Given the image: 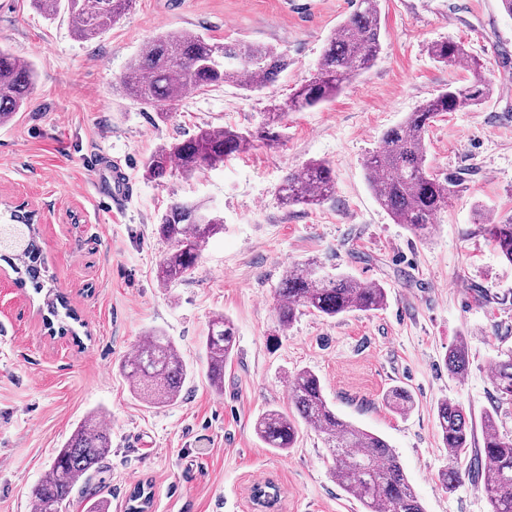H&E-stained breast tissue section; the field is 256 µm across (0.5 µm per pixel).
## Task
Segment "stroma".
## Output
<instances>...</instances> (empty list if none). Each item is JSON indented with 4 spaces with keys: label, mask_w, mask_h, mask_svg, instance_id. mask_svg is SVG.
<instances>
[{
    "label": "stroma",
    "mask_w": 512,
    "mask_h": 512,
    "mask_svg": "<svg viewBox=\"0 0 512 512\" xmlns=\"http://www.w3.org/2000/svg\"><path fill=\"white\" fill-rule=\"evenodd\" d=\"M376 63L336 98L281 123L278 145L257 144L191 179L151 178L146 158L198 128L257 131L270 104L315 72L355 0H132L107 30L78 39L67 14L48 18L30 0H0V47L34 64L35 88L0 126V221L30 213L49 287L78 315L74 334L49 335L42 297L0 259V512H32L31 490L73 429L89 415L112 429L104 461L109 512H126L134 487L150 485V512H261L256 485L275 482L272 512H364L338 486L322 435L301 426L293 448L257 438L266 410L288 406V384L314 371L342 419L382 436L425 512H489L471 482L446 490L448 463L436 405L460 403L481 431L493 412L512 434V402L497 403L491 364L512 349V263L490 244L487 222L512 215V16L500 0H379ZM189 29L219 42L273 44L290 65L259 91L227 84L185 93L168 120L119 82L155 36ZM464 42L492 86L481 106L439 115L426 132L427 162L459 184L420 240L374 198L364 160L383 134L448 86L464 65L436 62L429 45ZM126 164L136 192L122 211L99 203L89 155ZM323 160L336 192L318 206H283L284 176ZM203 203L224 221L182 281L160 286L168 251L155 226L173 199ZM313 267L383 284L382 310L336 318L301 310L281 328L276 294L284 271ZM237 329L224 389L207 377L202 340L215 315ZM178 347L188 376L163 407L134 394L120 364L150 333ZM468 341V368L451 376L449 347ZM407 390L405 413L385 401Z\"/></svg>",
    "instance_id": "1"
}]
</instances>
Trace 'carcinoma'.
Segmentation results:
<instances>
[{
  "mask_svg": "<svg viewBox=\"0 0 512 512\" xmlns=\"http://www.w3.org/2000/svg\"><path fill=\"white\" fill-rule=\"evenodd\" d=\"M130 0H32L43 13L54 16L65 11L80 39H91L109 28L125 11ZM381 14L378 0H356V9L340 24L323 50L316 73L283 104L271 105L273 114L302 111L331 100L343 84L370 69L381 48ZM433 59L446 65L466 64L473 80L465 87H450L428 99L382 137V147L364 161L372 194L393 221L405 225L420 239L428 238L436 216L448 206L455 181L440 179L427 167L425 133L435 117L482 104L491 86L481 77L482 65L463 44L441 40L429 46ZM288 57L273 45L228 44L198 33L180 30L154 37L147 48L133 58L122 77L126 91L136 100L169 117L172 102L184 87L204 90L224 84L261 90L288 69ZM35 84V68L21 63L0 49V124H7L27 103ZM257 136L231 127L200 128L186 138L163 144L148 158L147 173L160 178L171 171L190 179L206 169L249 152ZM335 189L332 169L319 160L290 172L278 195L285 205H317ZM13 224H0V251L21 260L14 268L20 281L28 280L35 290L44 288V261L36 240V228L25 215H13ZM224 229L218 216L196 201L176 199L161 215L156 231L170 251L158 267V282L167 287L185 277L196 265L205 243ZM494 248L512 263V217L487 225ZM278 321L289 326L299 308L334 318L353 311H376L386 304L387 289L376 283L361 285L355 278L338 273L332 278L310 269H286L279 288ZM43 307L47 321L68 308L64 296L48 291ZM232 322L215 316L203 340L208 377L216 389L224 387V365L236 348ZM448 371L459 377L468 367L467 343L453 345L446 356ZM121 371L133 392L149 405H170L181 395L187 369L178 348L166 336L150 334L135 353L124 361ZM496 399L512 401V351L502 353L492 369ZM386 400L396 413L409 409L411 396L402 388L391 389ZM290 409H269L255 422L258 439L268 448L286 452L298 435V422L323 435L335 463L339 486L358 500L365 512H424L391 446L381 436L341 419L328 404L318 375L301 369L290 381ZM437 429L448 449V466L439 474L442 485L453 490L464 481L479 487L490 512H512V436L500 432L494 415L483 417L482 445L474 449L467 463L461 456L471 448L473 427L464 408L449 399L437 405ZM112 451V431L92 415L70 434L49 468L31 492L36 512H57L82 493L83 512H105L103 486L92 484L102 460Z\"/></svg>",
  "mask_w": 512,
  "mask_h": 512,
  "instance_id": "obj_1",
  "label": "carcinoma"
}]
</instances>
